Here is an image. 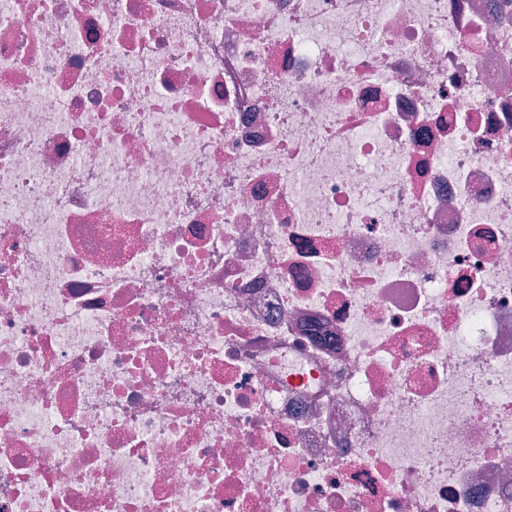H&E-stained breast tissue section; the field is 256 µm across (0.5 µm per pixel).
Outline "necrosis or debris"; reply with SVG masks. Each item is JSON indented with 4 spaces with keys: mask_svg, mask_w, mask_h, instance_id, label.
<instances>
[{
    "mask_svg": "<svg viewBox=\"0 0 512 512\" xmlns=\"http://www.w3.org/2000/svg\"><path fill=\"white\" fill-rule=\"evenodd\" d=\"M0 512H512V0H0Z\"/></svg>",
    "mask_w": 512,
    "mask_h": 512,
    "instance_id": "1",
    "label": "necrosis or debris"
}]
</instances>
